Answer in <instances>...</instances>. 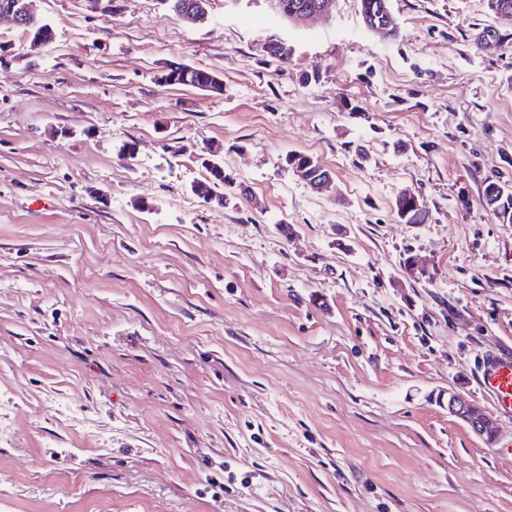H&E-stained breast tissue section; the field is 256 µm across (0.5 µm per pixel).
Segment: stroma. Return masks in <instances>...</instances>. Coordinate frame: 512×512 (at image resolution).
<instances>
[{"label": "stroma", "mask_w": 512, "mask_h": 512, "mask_svg": "<svg viewBox=\"0 0 512 512\" xmlns=\"http://www.w3.org/2000/svg\"><path fill=\"white\" fill-rule=\"evenodd\" d=\"M393 7L387 39L359 0L303 27L36 0L42 47L0 20V512H512V418L489 446L439 400L493 412L476 368L512 357V224L482 199L512 182V24ZM213 144L225 205L191 190ZM160 82L166 85L193 87L213 93H221L223 91V83L218 81L214 73L193 66H184L179 70L162 74ZM285 165L292 170L300 179L305 182L308 177L310 181L315 178L316 173L322 167L314 158L303 153H290L284 159ZM306 183V182H305ZM332 183V178L328 172L319 174L311 183V187L317 191H323ZM395 213L399 222L403 224H423L426 219V211L415 208L399 194L395 198Z\"/></svg>", "instance_id": "stroma-1"}]
</instances>
